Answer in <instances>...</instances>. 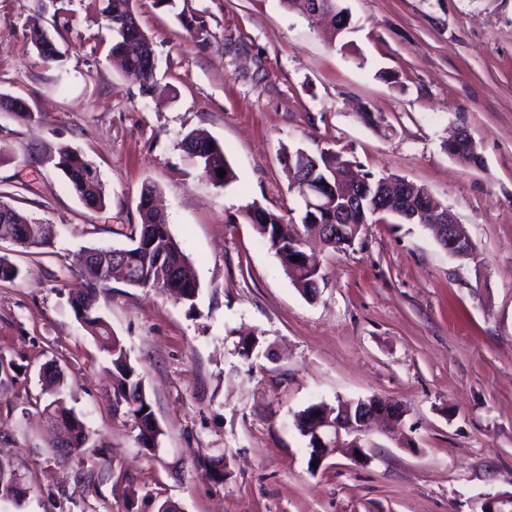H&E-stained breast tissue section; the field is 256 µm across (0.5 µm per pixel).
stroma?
<instances>
[{"label": "stroma", "instance_id": "stroma-1", "mask_svg": "<svg viewBox=\"0 0 512 512\" xmlns=\"http://www.w3.org/2000/svg\"><path fill=\"white\" fill-rule=\"evenodd\" d=\"M352 30L332 44L281 0H134L158 59L156 87L106 55V19L89 0H0V94L26 101L24 124L0 112V199L49 224L53 244L0 242L20 276L0 281V460L28 488L0 512H482L512 496V0H344ZM56 38L46 62L32 17ZM206 22L207 47L183 19ZM374 113L370 126L360 115ZM467 130L482 157L445 149ZM202 131L236 178L201 175L180 142ZM81 152L105 192L87 207L55 166ZM333 149L392 173L448 208L474 257L392 214L359 246L320 254L316 299L291 282L253 225L256 203L290 216L298 202L284 150ZM155 186L199 283L188 305L112 281L99 294L142 372L162 434L149 451L112 409L108 361L68 305L83 247L127 244ZM259 345L241 357L243 336ZM105 446L94 487L56 458L39 369ZM376 396L405 410L363 464L336 454L308 465L298 412ZM224 460V476L205 462Z\"/></svg>", "mask_w": 512, "mask_h": 512}]
</instances>
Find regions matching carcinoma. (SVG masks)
<instances>
[{"label": "carcinoma", "instance_id": "obj_1", "mask_svg": "<svg viewBox=\"0 0 512 512\" xmlns=\"http://www.w3.org/2000/svg\"><path fill=\"white\" fill-rule=\"evenodd\" d=\"M102 4L100 13L108 22L112 32L111 53L125 60L126 76L139 82L141 87L152 90L156 69L138 50V44L146 35L137 30L127 31V18L133 11L134 0H99ZM191 42L205 45L209 41V30L205 21L194 18L184 22ZM33 40L38 56L53 62L61 58L62 52L54 36L44 28L33 29ZM181 149L201 169L204 176L225 170V177L216 178L215 182L226 184L235 178L234 170L228 162L224 148L212 139L187 134L180 143ZM294 182L307 179L314 181L326 180L334 187L337 204L346 203V196L354 190L353 183L348 179H335L333 174L354 164V160L341 152L323 150L317 155H304L300 149L290 151ZM57 167L62 169L69 188L89 207L102 209L105 207V194L92 166L76 151L63 150L58 155ZM156 189L146 186L142 191L138 211L141 223L131 232V244L122 249L125 253V283L133 288H150L166 294L182 303L194 305L198 293V281L193 274L189 259L180 244L170 233L168 224L160 217L154 207ZM382 205L376 200L372 207L350 214L346 223L341 225V233L323 238L326 247L333 250L343 249L350 240H360L362 225L369 223L371 209ZM242 218L255 226L262 242L278 258L285 274L294 285L309 299L316 296L314 281L322 280L320 272L313 265L306 264V240L304 235L311 234L318 224H332L336 215L321 213L319 215L299 209V220L303 232L289 233L284 229L283 217L271 212L257 203H252L243 210ZM7 235L18 246L31 248H47L52 243L50 226L32 218L8 204L0 201V236ZM299 257L291 263L286 258ZM75 265L80 281L69 292L68 304L75 318L95 338L100 350L106 354L112 365V406L114 412H120L132 418L139 429V441L142 447L150 449L153 443L149 439H158L161 430L154 420L151 394L145 385L142 374L131 364L128 354L118 337L114 336L112 326L99 313L97 304L99 290L107 287L110 282L112 267V249L81 248L75 253ZM48 390L55 396L44 407L51 417L63 415L59 422L60 433L69 434L77 441L72 456L80 457L84 448L92 440V432L74 410L66 407L62 400L56 398L63 376L54 371L45 377ZM341 405L334 407L324 403L312 404L297 414V428L305 434L304 428L312 416L336 420ZM23 494L19 478L14 470L0 463V499H17Z\"/></svg>", "mask_w": 512, "mask_h": 512}]
</instances>
